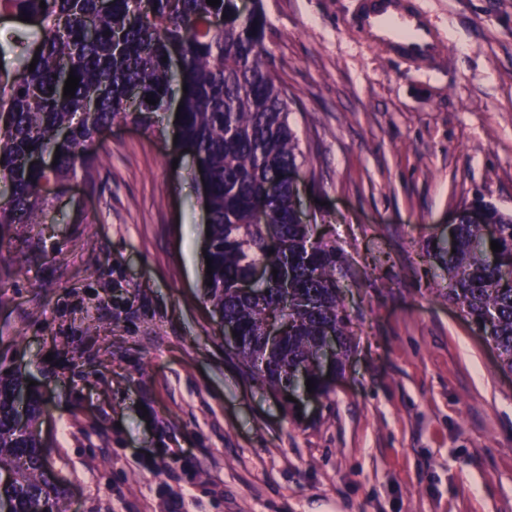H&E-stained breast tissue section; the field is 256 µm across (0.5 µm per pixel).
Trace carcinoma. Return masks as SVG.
<instances>
[{
	"instance_id": "obj_1",
	"label": "carcinoma",
	"mask_w": 512,
	"mask_h": 512,
	"mask_svg": "<svg viewBox=\"0 0 512 512\" xmlns=\"http://www.w3.org/2000/svg\"><path fill=\"white\" fill-rule=\"evenodd\" d=\"M0 14L30 18L28 37L37 44L14 70L0 68V181L7 185L0 227L43 223L54 202L43 187L80 171L91 176L102 129L119 121L152 128L183 104L175 150H187L208 178L213 271L204 276V295L235 325L236 357L264 385L304 389L311 379L314 393L328 395L319 351L333 332L340 372L350 336L342 255L334 244L311 242L312 225L296 221L292 183H281L273 198L265 194L267 183L298 169L302 153L288 122V94L270 71L263 12L244 15L237 0H0ZM71 71L79 83L69 98L63 89ZM148 95L156 104L146 103ZM57 151V164L45 166ZM484 208L489 223L472 224L461 213L428 256L448 275V300L512 372V270L490 258L512 255V215ZM492 241L501 250L492 251ZM259 263L266 276L258 292L239 293L238 283ZM285 278L292 291L284 306ZM278 313L287 330L267 344L263 324ZM23 388L21 376L0 374V474L14 473L0 477V512H54L64 491L45 478L48 456L36 430L43 395L30 390L28 429L20 434L15 395Z\"/></svg>"
}]
</instances>
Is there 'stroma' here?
I'll list each match as a JSON object with an SVG mask.
<instances>
[{"label":"stroma","instance_id":"stroma-1","mask_svg":"<svg viewBox=\"0 0 512 512\" xmlns=\"http://www.w3.org/2000/svg\"><path fill=\"white\" fill-rule=\"evenodd\" d=\"M359 2L238 0L266 15L304 218L348 260L350 351L314 414L224 341L173 123L114 124L44 223L0 234V366L48 399L64 512H512V374L427 255L462 203L512 213V0H418L450 43L427 70L360 42Z\"/></svg>","mask_w":512,"mask_h":512}]
</instances>
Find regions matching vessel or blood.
Listing matches in <instances>:
<instances>
[{
    "label": "vessel or blood",
    "mask_w": 512,
    "mask_h": 512,
    "mask_svg": "<svg viewBox=\"0 0 512 512\" xmlns=\"http://www.w3.org/2000/svg\"><path fill=\"white\" fill-rule=\"evenodd\" d=\"M349 24L369 44L420 68H429L444 49L415 0H363Z\"/></svg>",
    "instance_id": "vessel-or-blood-1"
}]
</instances>
